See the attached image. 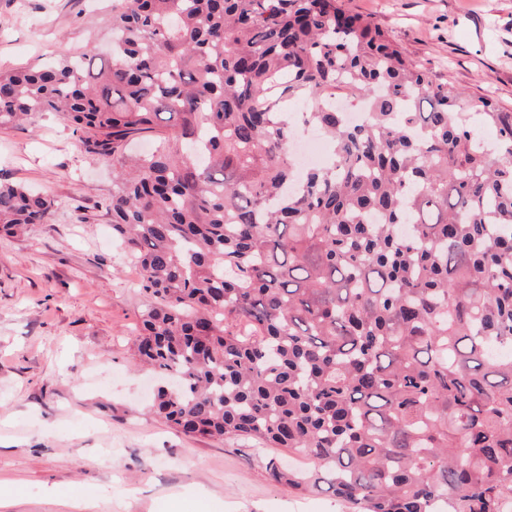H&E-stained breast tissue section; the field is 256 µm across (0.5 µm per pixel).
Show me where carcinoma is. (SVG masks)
<instances>
[{
  "label": "carcinoma",
  "mask_w": 512,
  "mask_h": 512,
  "mask_svg": "<svg viewBox=\"0 0 512 512\" xmlns=\"http://www.w3.org/2000/svg\"><path fill=\"white\" fill-rule=\"evenodd\" d=\"M109 29L97 68L91 42L0 72V127L53 112L112 160L154 412L296 453L275 482L357 512H512V111L339 0H112ZM287 99L333 143L295 192ZM56 206L0 183V233Z\"/></svg>",
  "instance_id": "carcinoma-1"
}]
</instances>
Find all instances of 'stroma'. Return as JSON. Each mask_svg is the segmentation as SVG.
<instances>
[{"label": "stroma", "mask_w": 512, "mask_h": 512, "mask_svg": "<svg viewBox=\"0 0 512 512\" xmlns=\"http://www.w3.org/2000/svg\"><path fill=\"white\" fill-rule=\"evenodd\" d=\"M468 100L512 110V0H341ZM111 0H0V71L103 36ZM0 181L59 203L0 236V512H353L321 488L273 482L301 457L180 434L149 411L155 375L133 359L148 297L112 241V164L58 116L0 128Z\"/></svg>", "instance_id": "stroma-1"}]
</instances>
